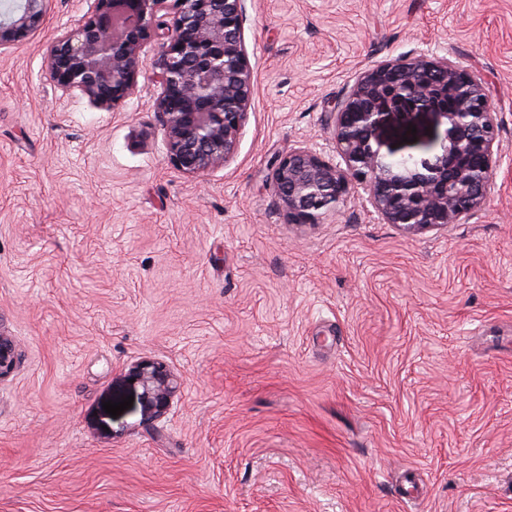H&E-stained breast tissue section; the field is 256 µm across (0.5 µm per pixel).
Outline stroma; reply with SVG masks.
<instances>
[{
    "label": "stroma",
    "instance_id": "obj_1",
    "mask_svg": "<svg viewBox=\"0 0 512 512\" xmlns=\"http://www.w3.org/2000/svg\"><path fill=\"white\" fill-rule=\"evenodd\" d=\"M54 0L0 55V512H512V0H250L238 154L167 163L159 42L136 96L63 97ZM431 50L479 72L500 123L483 211L409 234L358 202L287 224L272 154L332 143L369 64ZM166 363L151 417L128 367ZM131 398L118 416L104 402ZM18 359L16 341L0 323V382L13 373Z\"/></svg>",
    "mask_w": 512,
    "mask_h": 512
}]
</instances>
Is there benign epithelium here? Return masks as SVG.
Segmentation results:
<instances>
[{"instance_id":"obj_1","label":"benign epithelium","mask_w":512,"mask_h":512,"mask_svg":"<svg viewBox=\"0 0 512 512\" xmlns=\"http://www.w3.org/2000/svg\"><path fill=\"white\" fill-rule=\"evenodd\" d=\"M81 23L63 28L45 54L63 96L118 110L132 98L142 50L162 41L154 65L155 113L170 166L202 176L235 157L253 102L245 34L248 0H93ZM53 0H12L0 10V55L39 34ZM426 112L445 126L423 155L381 153L386 118ZM500 124L484 80L446 54L421 52L371 64L334 111L333 156L303 143L275 154L265 185L290 224L315 227L352 197L385 224L409 233L446 227L482 211ZM0 325V381L18 362ZM146 409L166 414L181 379L144 357L129 368Z\"/></svg>"}]
</instances>
